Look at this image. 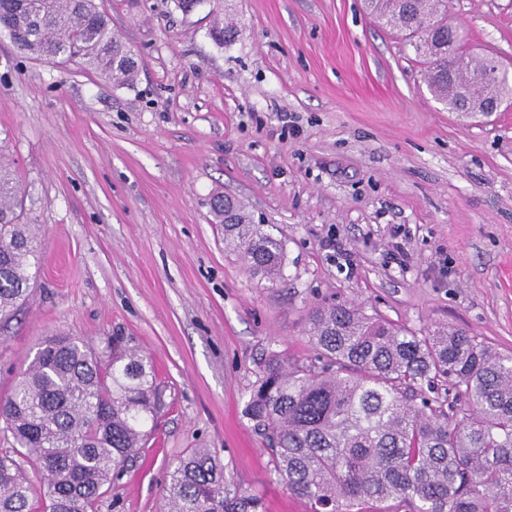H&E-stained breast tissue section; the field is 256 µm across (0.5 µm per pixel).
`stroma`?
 Returning a JSON list of instances; mask_svg holds the SVG:
<instances>
[{
	"instance_id": "35a3bbf8",
	"label": "stroma",
	"mask_w": 512,
	"mask_h": 512,
	"mask_svg": "<svg viewBox=\"0 0 512 512\" xmlns=\"http://www.w3.org/2000/svg\"><path fill=\"white\" fill-rule=\"evenodd\" d=\"M134 85L32 60L0 34V162L38 225L40 275L0 329V396L54 333L131 339L163 391L154 434L98 512H161L207 448L266 512H305L243 416L264 358L313 354L324 303L512 350V105L461 118L363 0H99ZM230 13L234 42L208 35ZM476 59L512 72V0H451ZM284 243L276 283L224 246L213 193Z\"/></svg>"
}]
</instances>
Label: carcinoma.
<instances>
[{
    "label": "carcinoma",
    "mask_w": 512,
    "mask_h": 512,
    "mask_svg": "<svg viewBox=\"0 0 512 512\" xmlns=\"http://www.w3.org/2000/svg\"><path fill=\"white\" fill-rule=\"evenodd\" d=\"M404 33L427 65L426 82L448 108H473L491 95L512 99L497 62L471 65L464 43L448 44V0H366ZM0 30L34 59L74 62L120 85L137 76L132 50L96 0H0ZM236 26L210 29L218 45ZM0 324L26 304L40 273L41 242L23 223L18 178L0 163ZM210 207L224 245L254 275L274 280L284 244L253 223L236 199ZM314 355L272 351L244 404L264 436L274 475L307 512H512V352L463 328L424 333L348 304L309 318ZM163 405L148 357L112 337L97 353L67 334L44 339L0 397V512H96L148 439ZM162 512H265L206 448L169 475Z\"/></svg>",
    "instance_id": "obj_1"
}]
</instances>
